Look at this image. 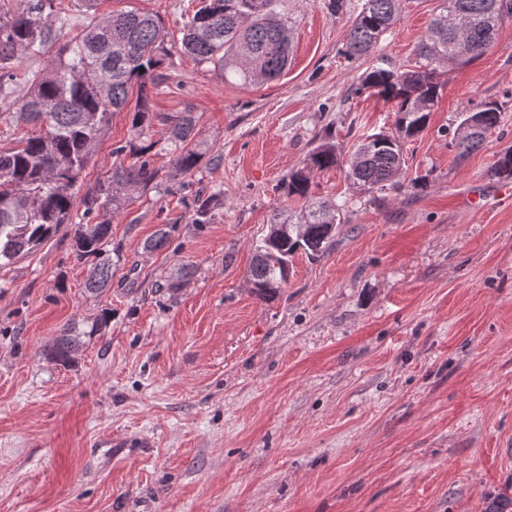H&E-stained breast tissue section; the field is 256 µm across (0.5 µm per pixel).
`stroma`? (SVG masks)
Listing matches in <instances>:
<instances>
[{
	"label": "stroma",
	"mask_w": 512,
	"mask_h": 512,
	"mask_svg": "<svg viewBox=\"0 0 512 512\" xmlns=\"http://www.w3.org/2000/svg\"><path fill=\"white\" fill-rule=\"evenodd\" d=\"M345 2L334 15L327 0H283L288 68L245 87L181 50L198 0H104L162 17L168 82L152 109L193 113L210 150L185 182L112 214L119 261L103 295L84 291L91 262L68 224L0 268V512H484L485 494L512 495V196L490 174L512 147V19L492 50L441 73L402 188L359 194L347 163L395 114L353 88L372 65L411 63L440 0H402L356 61L343 49L362 0ZM487 101L497 128L458 157L461 113ZM129 130L114 113L76 196L110 174ZM322 135L339 163L312 190L344 203L345 221L260 301L252 243L294 207L276 187ZM214 191L213 219L195 224L196 196ZM165 224L167 247L146 251ZM105 307L104 335L53 361L62 329Z\"/></svg>",
	"instance_id": "1"
}]
</instances>
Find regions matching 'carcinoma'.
<instances>
[{"mask_svg":"<svg viewBox=\"0 0 512 512\" xmlns=\"http://www.w3.org/2000/svg\"><path fill=\"white\" fill-rule=\"evenodd\" d=\"M83 2L90 17L84 33L74 43L59 45L40 71L21 73L15 63L55 44L52 0H37L27 12L0 17V120L17 128L39 125L37 133L14 137L0 147V261L11 262L41 245L61 225L72 224L77 257L94 258L84 290L98 297L112 282L111 220L100 215L109 207L114 212L121 208L120 190L154 184L158 172L147 158L152 150L171 157L170 178L178 180L193 173L210 147L196 139V118L190 112L166 118L163 135L153 139L149 87L164 81L156 70L167 54L161 18L137 10L100 14L97 0ZM278 2L200 0L184 25V51L226 80L252 85L278 79L288 68L292 30L291 18ZM400 6L401 0H364L344 55L356 59L369 53L393 24ZM508 19L512 0H441L409 68L377 66L362 77L356 92L392 103L396 118L393 131L364 137L353 152L346 178L356 189L381 193L400 187L404 143L428 123L441 90L439 70L483 56L496 45L498 28ZM102 43L112 47L110 56L97 53ZM124 110L131 114L133 135L112 150L111 175L86 191L78 213L72 188L96 152L112 113ZM474 115L480 118L479 127L470 128L465 122ZM499 118L495 102L463 114L454 136L459 156L478 149ZM126 157L133 162L125 164ZM337 163L336 145L325 139L282 183L284 193L303 204L293 213L274 214L254 242L249 279L258 299H276L288 282L295 254L315 260L325 253L345 205L316 198L311 173ZM490 173L512 177V149L500 155ZM216 201L214 194L197 197L195 223H210ZM281 224L288 225V234L280 232ZM172 231L167 225L158 229L146 249L166 247ZM111 318L112 310L104 308L91 321L68 324L56 339L52 359L70 362L83 345L82 338L100 334Z\"/></svg>","mask_w":512,"mask_h":512,"instance_id":"obj_1","label":"carcinoma"}]
</instances>
